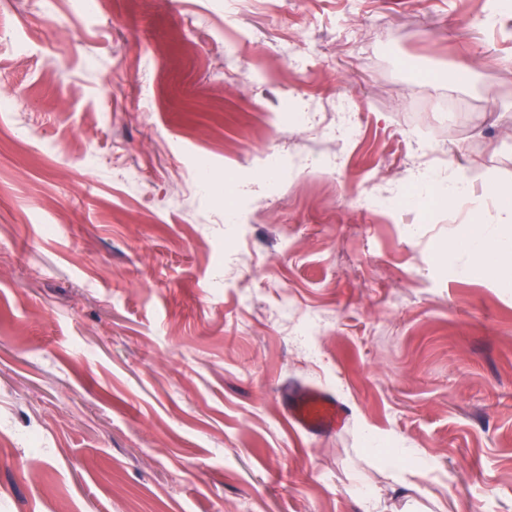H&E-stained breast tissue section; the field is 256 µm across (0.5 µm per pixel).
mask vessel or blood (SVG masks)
I'll return each mask as SVG.
<instances>
[{
    "label": "vessel or blood",
    "mask_w": 512,
    "mask_h": 512,
    "mask_svg": "<svg viewBox=\"0 0 512 512\" xmlns=\"http://www.w3.org/2000/svg\"><path fill=\"white\" fill-rule=\"evenodd\" d=\"M283 412L289 423L305 433L334 431L348 417L341 401L316 387L290 392L284 400Z\"/></svg>",
    "instance_id": "obj_1"
}]
</instances>
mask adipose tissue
Returning <instances> with one entry per match:
<instances>
[{
  "instance_id": "1",
  "label": "adipose tissue",
  "mask_w": 512,
  "mask_h": 512,
  "mask_svg": "<svg viewBox=\"0 0 512 512\" xmlns=\"http://www.w3.org/2000/svg\"><path fill=\"white\" fill-rule=\"evenodd\" d=\"M465 252L467 264L462 275H478L503 287L512 286V207L501 204L496 215L483 217L479 224L448 243L449 254Z\"/></svg>"
}]
</instances>
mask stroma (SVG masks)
<instances>
[{"instance_id": "35a3bbf8", "label": "stroma", "mask_w": 512, "mask_h": 512, "mask_svg": "<svg viewBox=\"0 0 512 512\" xmlns=\"http://www.w3.org/2000/svg\"><path fill=\"white\" fill-rule=\"evenodd\" d=\"M492 4L0 5V512H512V288L445 251L512 193ZM440 201L448 206V210H456L467 204L472 196L470 183L463 175L455 176L448 181V184H441L440 190H437ZM283 412L288 422L304 433L335 431L348 417L341 401L316 387L290 392Z\"/></svg>"}]
</instances>
